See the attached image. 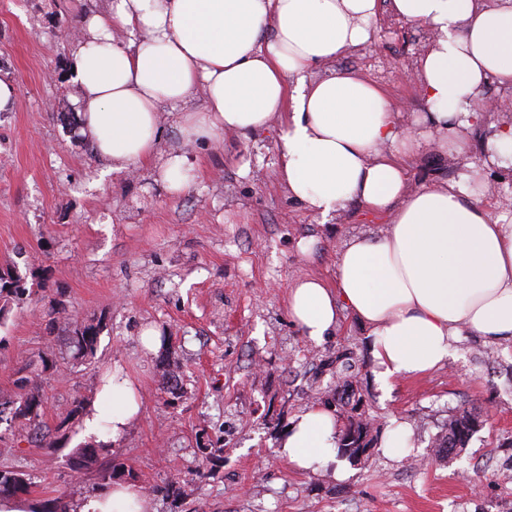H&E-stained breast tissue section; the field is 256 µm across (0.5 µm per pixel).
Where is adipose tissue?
I'll return each instance as SVG.
<instances>
[{
  "mask_svg": "<svg viewBox=\"0 0 512 512\" xmlns=\"http://www.w3.org/2000/svg\"><path fill=\"white\" fill-rule=\"evenodd\" d=\"M379 0H110L73 44L81 132L107 172L149 166L172 192L198 167L185 148L161 151L163 112L179 114L186 144L249 137L278 126L279 182L323 223L350 205L385 230L345 240L334 284L311 275L288 289V314L313 344L344 317L363 326L379 389L433 371L461 332L512 342V213L494 214L471 173L410 190L407 163L431 147L462 154L484 115L489 82L512 88V0H390L430 39L415 63L424 112L406 126L384 92L333 68L367 44ZM202 96L201 108L190 105ZM112 414L87 409L89 435L119 438L139 412L131 380H107ZM332 409L295 415L277 442L288 465L316 470L336 458ZM79 512H154L140 487L99 489Z\"/></svg>",
  "mask_w": 512,
  "mask_h": 512,
  "instance_id": "obj_1",
  "label": "adipose tissue"
}]
</instances>
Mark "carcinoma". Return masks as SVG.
I'll return each instance as SVG.
<instances>
[{"instance_id": "1", "label": "carcinoma", "mask_w": 512, "mask_h": 512, "mask_svg": "<svg viewBox=\"0 0 512 512\" xmlns=\"http://www.w3.org/2000/svg\"><path fill=\"white\" fill-rule=\"evenodd\" d=\"M26 277L15 272H0V320L8 313V305L12 299H20L28 292ZM102 330V322L71 320L67 322L66 332L69 343L78 358H90L96 352L98 336ZM336 387L323 391L324 405L336 408V416L344 421L347 437L339 439L338 452L353 463L361 458L358 449L370 448L374 439L369 437L373 424L369 417L359 412L361 400L353 399L349 392L355 363L351 353H336ZM26 383L31 385L23 395L0 394V417L8 414L11 419L29 428L34 434L45 436L41 421L44 413V400L39 394L34 378ZM483 425L481 415L475 409H458L448 416L446 428L438 435L434 447L448 454L466 447L473 433ZM97 445H87L80 449L73 461L74 469L79 471L97 458ZM29 492L26 475L14 470H0V497H16Z\"/></svg>"}]
</instances>
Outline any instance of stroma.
Here are the masks:
<instances>
[{"label":"stroma","instance_id":"1","mask_svg":"<svg viewBox=\"0 0 512 512\" xmlns=\"http://www.w3.org/2000/svg\"><path fill=\"white\" fill-rule=\"evenodd\" d=\"M104 0H0V76L17 87L14 108L0 112V271L34 268L43 288L12 301L0 320V392L20 395L39 371L46 440L0 421V469L26 474L25 512L50 500L76 512L104 482L107 462L129 469L155 512H512V343L491 345L461 334L454 358L431 373L377 387L369 338L342 321L322 344L307 342L287 309L302 273L331 276L341 242L382 230V218L351 206L332 224L280 186L277 128L219 145L185 144L168 117L163 147H187L200 163L189 188L170 193L149 169L104 174L71 115L67 76L71 33ZM428 40L425 25L381 13L371 47L336 59L383 88L401 112L422 111L416 80L402 77ZM467 153L426 150L410 162V184L459 179L480 163L484 129ZM248 175H240L242 165ZM66 311L52 314V300ZM102 320L94 357L74 358L67 320ZM157 328L158 351L140 333ZM353 349V381L376 442L358 464L345 459L302 473L276 452L289 420L314 405L312 386L333 384L325 360ZM53 369L43 370V361ZM131 379L141 403L126 433L74 472L85 443L74 401L108 410L101 379L112 369ZM181 390L162 389L164 374ZM469 403L485 424L459 454L435 459L432 445L452 410ZM412 427L408 453L389 456L382 440L392 420ZM217 443L202 459L199 436ZM344 478H335V471Z\"/></svg>","mask_w":512,"mask_h":512}]
</instances>
